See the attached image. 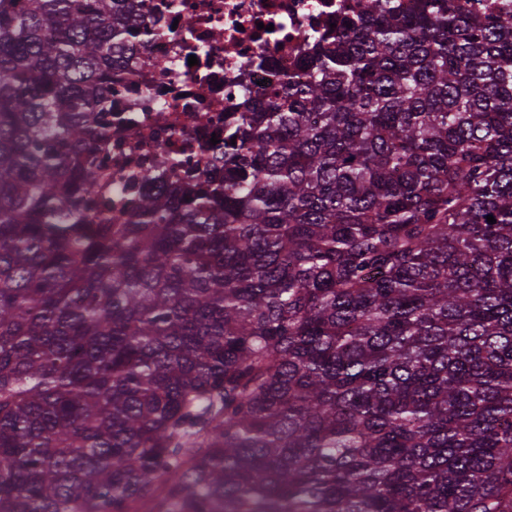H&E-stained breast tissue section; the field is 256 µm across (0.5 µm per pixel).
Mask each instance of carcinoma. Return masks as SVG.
I'll return each mask as SVG.
<instances>
[{"mask_svg":"<svg viewBox=\"0 0 512 512\" xmlns=\"http://www.w3.org/2000/svg\"><path fill=\"white\" fill-rule=\"evenodd\" d=\"M143 6L0 0V512H512V23L373 0L113 224Z\"/></svg>","mask_w":512,"mask_h":512,"instance_id":"cac0c4a2","label":"carcinoma"}]
</instances>
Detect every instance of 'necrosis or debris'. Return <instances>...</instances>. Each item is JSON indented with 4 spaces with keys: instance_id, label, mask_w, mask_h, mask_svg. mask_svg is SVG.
<instances>
[{
    "instance_id": "4bbe7bcc",
    "label": "necrosis or debris",
    "mask_w": 512,
    "mask_h": 512,
    "mask_svg": "<svg viewBox=\"0 0 512 512\" xmlns=\"http://www.w3.org/2000/svg\"><path fill=\"white\" fill-rule=\"evenodd\" d=\"M151 34L144 55L112 82V221L126 223L141 194L184 188L222 152L227 134L255 103L261 81L297 69L313 34L371 0H145ZM223 31L213 39V31ZM197 65H189V57ZM179 160L164 170L165 157Z\"/></svg>"
}]
</instances>
